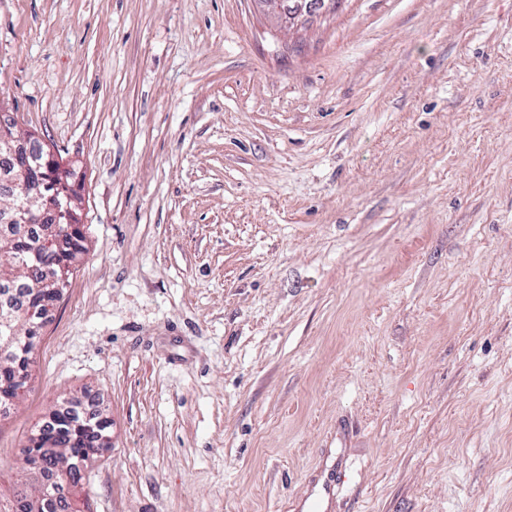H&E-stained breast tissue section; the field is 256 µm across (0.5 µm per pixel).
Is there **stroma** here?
I'll return each mask as SVG.
<instances>
[{"label":"stroma","instance_id":"1","mask_svg":"<svg viewBox=\"0 0 512 512\" xmlns=\"http://www.w3.org/2000/svg\"><path fill=\"white\" fill-rule=\"evenodd\" d=\"M0 108L86 245L0 502L76 393L87 512H512V0H0ZM349 474V466L345 463L343 475L336 482V489L335 485L333 487L331 485L323 486L317 493L300 499L295 510L301 512H329L334 510L336 505L335 495L345 483L349 482Z\"/></svg>","mask_w":512,"mask_h":512}]
</instances>
